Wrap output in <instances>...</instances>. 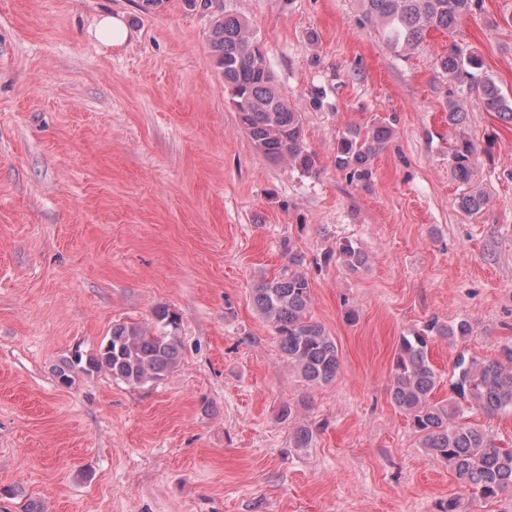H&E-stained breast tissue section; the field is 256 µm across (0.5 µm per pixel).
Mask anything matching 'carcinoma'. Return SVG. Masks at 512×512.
Wrapping results in <instances>:
<instances>
[{
    "mask_svg": "<svg viewBox=\"0 0 512 512\" xmlns=\"http://www.w3.org/2000/svg\"><path fill=\"white\" fill-rule=\"evenodd\" d=\"M364 19L381 27L389 46L399 51L418 48L429 30L454 32L467 17L481 9L483 0H360ZM211 52L230 88L240 125L254 148L272 160L288 159L304 174L316 171V154L304 137L303 119L276 90L265 56L253 43L247 25L238 17L223 15L214 23ZM436 68L454 84L449 92L448 123L462 126L467 113L455 90L466 89L478 108L495 112L512 123V98L494 79L483 73L484 61L474 49L455 41L439 55ZM392 126L380 122L352 126L336 138L333 162L349 181L368 185L372 162L392 137ZM478 147L460 133L448 150V165L456 181L468 188L459 207L480 211L486 192L474 184ZM338 260L351 272L362 270L367 256L352 243H342ZM303 258L289 257L288 271L261 279L252 288L253 302L277 335L279 351L302 380L315 388L336 380L340 369L335 339L320 323L307 316L311 286L300 270ZM179 316L166 306L153 311L151 323L120 322L93 352L72 354L55 371L59 383L70 386L77 372H107L131 386L163 379L179 363ZM471 333L466 320L441 324L432 320L420 331L401 337L390 370L389 396L410 419L426 456L451 470L460 488L484 498L512 491V448H501L490 430L463 421V404L492 418L512 412V347L501 360L484 361L460 354L454 362L451 386L454 396L432 400L440 377L428 358L430 338L454 343Z\"/></svg>",
    "mask_w": 512,
    "mask_h": 512,
    "instance_id": "cac0c4a2",
    "label": "carcinoma"
}]
</instances>
